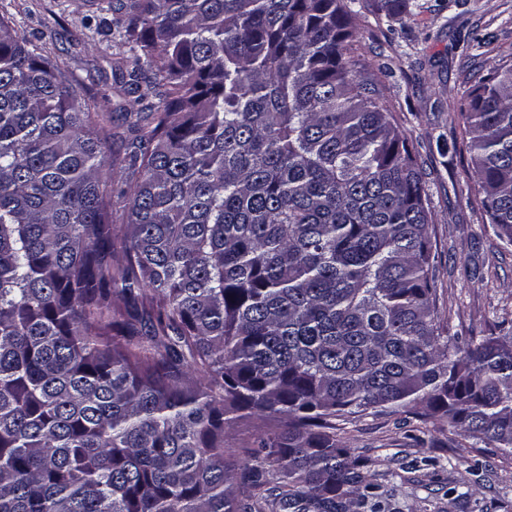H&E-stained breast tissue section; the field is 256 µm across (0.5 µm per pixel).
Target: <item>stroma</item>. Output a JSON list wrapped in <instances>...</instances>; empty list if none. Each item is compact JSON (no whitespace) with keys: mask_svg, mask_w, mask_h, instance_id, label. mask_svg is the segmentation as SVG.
Segmentation results:
<instances>
[{"mask_svg":"<svg viewBox=\"0 0 512 512\" xmlns=\"http://www.w3.org/2000/svg\"><path fill=\"white\" fill-rule=\"evenodd\" d=\"M114 2L0 0V15L124 137L139 104L114 63L132 68L136 54L116 31ZM352 23L426 183L438 315L462 353L471 332L512 335V246L485 219L460 117L479 78L512 63V0H404L391 12L355 0ZM336 433L371 461L381 512H512V456L495 445L387 411L339 418Z\"/></svg>","mask_w":512,"mask_h":512,"instance_id":"35a3bbf8","label":"stroma"}]
</instances>
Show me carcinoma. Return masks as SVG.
Instances as JSON below:
<instances>
[{
  "mask_svg": "<svg viewBox=\"0 0 512 512\" xmlns=\"http://www.w3.org/2000/svg\"><path fill=\"white\" fill-rule=\"evenodd\" d=\"M166 91L123 161L0 16V512H352L338 417L421 405L512 454V337L456 357L428 195L347 0H127ZM143 73L123 89L145 100ZM512 245V64L461 113ZM263 430L224 439L226 415Z\"/></svg>",
  "mask_w": 512,
  "mask_h": 512,
  "instance_id": "cac0c4a2",
  "label": "carcinoma"
}]
</instances>
